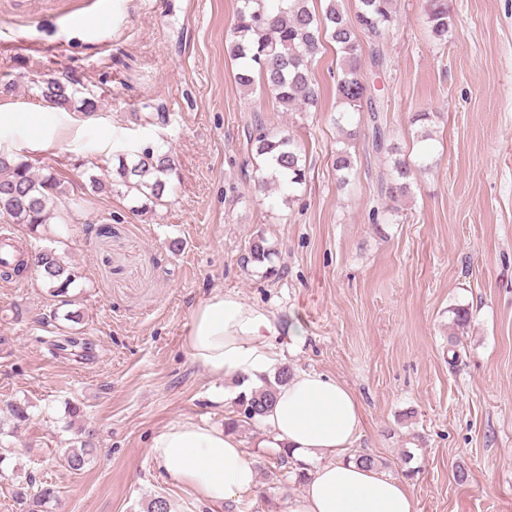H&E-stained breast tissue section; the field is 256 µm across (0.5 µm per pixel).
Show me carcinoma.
<instances>
[{"label": "carcinoma", "mask_w": 512, "mask_h": 512, "mask_svg": "<svg viewBox=\"0 0 512 512\" xmlns=\"http://www.w3.org/2000/svg\"><path fill=\"white\" fill-rule=\"evenodd\" d=\"M235 21L226 39L229 56L238 64L237 83L245 90H253L255 78H261L264 87L288 112H310L317 109L321 90L310 76V65L329 39L341 53V72L336 80L339 103L336 124L340 125L353 112L364 108L378 111L376 101L359 77L358 47L364 37L372 44L385 38L394 22L392 0H359L354 15H349L343 0H325L324 9L316 14L308 8V0H239ZM424 12L433 40L448 41L447 0H424ZM39 97L60 108H68L75 99L69 82L51 77L38 82ZM357 136L356 130L346 131V146L336 151L339 186L348 184L353 167L349 143ZM251 151L258 162L253 165L254 181L265 191L273 186L292 191L306 180V166L298 143L286 130H272L259 122L250 133ZM112 168V180L90 179L91 187L125 188L140 202L139 211L151 210L165 203L176 173V160L163 145H148L133 152L117 156ZM412 175L409 165L397 159L393 162L389 197L396 199L405 194ZM74 202L54 173H38L25 156H12L0 152V217L8 224H22L33 235L39 227L49 223L54 207ZM276 254L263 233L258 232L248 241L244 262L262 264ZM26 269L24 250L15 244L4 245L0 260V278L11 280ZM38 271L52 296L69 304L68 292L79 279L78 272L65 263L54 247L41 250ZM290 378L289 369H279L275 383H266L239 402L237 418L227 423L232 429L260 421L272 406L275 386ZM93 443L86 439L80 447L65 453V465L81 470L93 455ZM33 482L17 484L11 490L15 501L27 512H43L55 498V491L44 487L32 495Z\"/></svg>", "instance_id": "carcinoma-1"}]
</instances>
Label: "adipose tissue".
I'll return each mask as SVG.
<instances>
[{
	"label": "adipose tissue",
	"mask_w": 512,
	"mask_h": 512,
	"mask_svg": "<svg viewBox=\"0 0 512 512\" xmlns=\"http://www.w3.org/2000/svg\"><path fill=\"white\" fill-rule=\"evenodd\" d=\"M275 330L263 310L217 293L195 309L186 345L210 375L256 382L277 370ZM261 424L265 447L287 449L311 466L288 512H415L405 481L348 458L362 432V413L342 383L316 372L293 375L278 386ZM151 453L174 484L203 501L231 500L257 486L256 462L229 429L176 420L154 435Z\"/></svg>",
	"instance_id": "adipose-tissue-1"
}]
</instances>
